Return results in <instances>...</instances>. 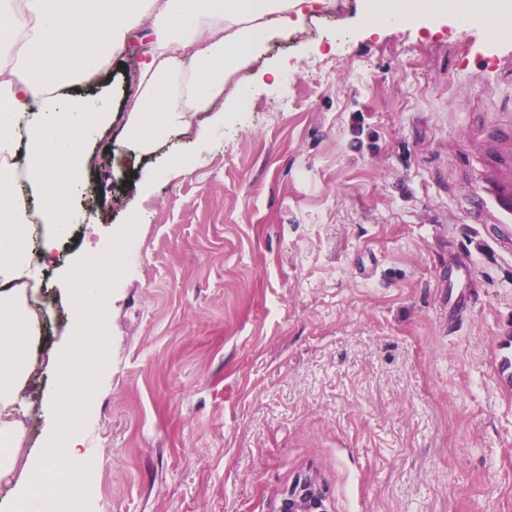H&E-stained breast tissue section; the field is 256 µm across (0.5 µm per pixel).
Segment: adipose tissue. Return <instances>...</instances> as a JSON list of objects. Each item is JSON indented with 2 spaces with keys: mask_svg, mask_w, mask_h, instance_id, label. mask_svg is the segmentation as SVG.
Returning a JSON list of instances; mask_svg holds the SVG:
<instances>
[{
  "mask_svg": "<svg viewBox=\"0 0 512 512\" xmlns=\"http://www.w3.org/2000/svg\"><path fill=\"white\" fill-rule=\"evenodd\" d=\"M327 0H0V481L13 475L25 431L21 391L35 376L40 330L28 297L76 219L86 146L121 123L134 157L200 122L199 139L224 123V84L265 45L303 30ZM444 0H369L371 25L447 18ZM153 51L126 111L74 90L101 73L134 37ZM198 121V120H197Z\"/></svg>",
  "mask_w": 512,
  "mask_h": 512,
  "instance_id": "adipose-tissue-1",
  "label": "adipose tissue"
}]
</instances>
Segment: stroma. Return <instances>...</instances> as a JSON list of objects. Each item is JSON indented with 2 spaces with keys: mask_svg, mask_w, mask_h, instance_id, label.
<instances>
[{
  "mask_svg": "<svg viewBox=\"0 0 512 512\" xmlns=\"http://www.w3.org/2000/svg\"><path fill=\"white\" fill-rule=\"evenodd\" d=\"M487 25L374 31L339 0L267 45L207 145L191 127L130 162L120 127L103 130L45 273L23 456L42 448L49 358L71 340L61 277L136 211L82 432L89 512H272L299 472L332 512H512V247L465 213L482 125L512 132V70L489 65L512 43ZM151 49L85 91L123 105ZM173 151L187 173L141 189Z\"/></svg>",
  "mask_w": 512,
  "mask_h": 512,
  "instance_id": "obj_1",
  "label": "stroma"
}]
</instances>
